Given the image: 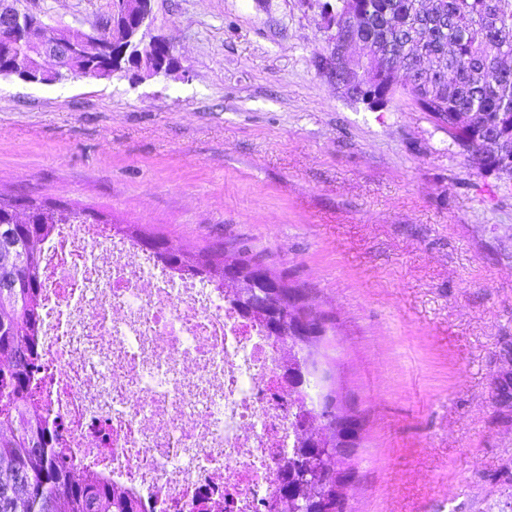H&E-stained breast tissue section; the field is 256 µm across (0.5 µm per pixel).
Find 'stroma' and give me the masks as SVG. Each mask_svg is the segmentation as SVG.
<instances>
[{
    "label": "stroma",
    "instance_id": "stroma-1",
    "mask_svg": "<svg viewBox=\"0 0 512 512\" xmlns=\"http://www.w3.org/2000/svg\"><path fill=\"white\" fill-rule=\"evenodd\" d=\"M322 0H152L169 75L0 80V193L94 208L329 316L323 389L360 413L350 512H512V190L409 102L343 100ZM92 30L112 0H23Z\"/></svg>",
    "mask_w": 512,
    "mask_h": 512
}]
</instances>
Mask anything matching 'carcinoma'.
<instances>
[{
	"instance_id": "1",
	"label": "carcinoma",
	"mask_w": 512,
	"mask_h": 512,
	"mask_svg": "<svg viewBox=\"0 0 512 512\" xmlns=\"http://www.w3.org/2000/svg\"><path fill=\"white\" fill-rule=\"evenodd\" d=\"M357 7L372 18L358 31L370 54L384 55L386 66L358 68L353 84L369 87L376 100L390 104L398 98L425 112L460 149L467 167L485 173L497 161L485 146L488 134L512 139V0H357ZM16 55L14 38L0 28V67ZM477 117L474 124L471 117ZM62 223L107 224L109 220L86 208H74L28 196H0V262L17 269L10 288H0V422L12 428L0 440V458H8L14 477L0 483V512H59L65 501L68 512H137V504L112 492L99 481L68 479L69 463L59 456L55 437L35 425L33 410L36 381L37 297L43 241ZM138 244L158 253V258L179 270L224 281V268L201 258H190L170 249L154 235H135ZM248 276L261 267L279 284L268 296L269 305L281 313L278 334L287 346L296 369L288 376V391L303 394V385L316 371L310 347L325 335L327 319L314 311L309 295L293 288L281 274L264 263L241 255L233 259ZM306 319L316 331L311 337L290 332L292 317ZM292 424L299 429L296 448L278 467L279 501L288 512H347L336 510L331 494L336 470L351 467L357 442L336 441V425L345 410L335 394L320 395L319 405L288 402ZM326 418L331 436L318 445L306 438V425Z\"/></svg>"
}]
</instances>
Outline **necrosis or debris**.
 <instances>
[{
    "label": "necrosis or debris",
    "mask_w": 512,
    "mask_h": 512,
    "mask_svg": "<svg viewBox=\"0 0 512 512\" xmlns=\"http://www.w3.org/2000/svg\"><path fill=\"white\" fill-rule=\"evenodd\" d=\"M38 413L70 461L142 512H264L297 444L285 345L102 224H59L39 268Z\"/></svg>",
    "instance_id": "1"
}]
</instances>
